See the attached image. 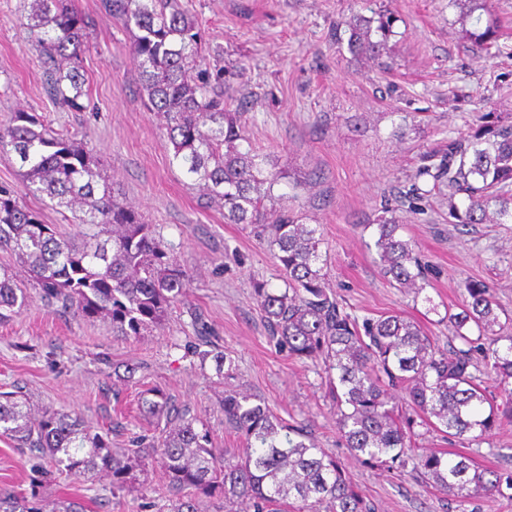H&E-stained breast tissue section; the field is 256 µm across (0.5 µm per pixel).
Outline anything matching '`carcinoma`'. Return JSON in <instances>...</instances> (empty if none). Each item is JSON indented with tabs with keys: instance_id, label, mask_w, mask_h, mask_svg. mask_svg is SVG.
<instances>
[{
	"instance_id": "cac0c4a2",
	"label": "carcinoma",
	"mask_w": 512,
	"mask_h": 512,
	"mask_svg": "<svg viewBox=\"0 0 512 512\" xmlns=\"http://www.w3.org/2000/svg\"><path fill=\"white\" fill-rule=\"evenodd\" d=\"M101 8L125 29L138 31L140 81L150 111L165 120L173 158L184 174L208 203L224 209L225 222L250 224L259 240L277 248L284 287L259 282L254 300L279 348L295 358L323 361L336 429L346 447L369 463L412 465L415 477L461 506L481 496H505L504 490H512V471L482 469L464 453L414 457L407 444V428L418 419L462 443L512 425V407L495 404L482 380L512 379V333L502 332L492 288L478 280L464 283L459 311L446 314L462 347L449 350L407 317L359 320L344 311L325 288L318 228L266 205L275 202L274 186L285 174L265 172L268 157L236 145L244 140L241 115L229 109L224 85L244 67L211 64L201 28L179 0H101ZM481 22L479 15L469 36L488 49L497 30L492 21ZM393 23L386 10L351 16L349 52L389 69L383 58ZM88 26L68 0H31L26 29L49 64L53 96L75 112L85 110L88 97L79 60ZM0 153L15 155L28 192L47 197L74 219V232L65 235L0 187V250L27 266L44 300L89 319H110L115 336L136 337L162 326L168 310L185 298L191 276L154 226L117 200L85 146L38 115L18 112L0 128ZM421 177L448 188V217L455 223L511 224L512 125H487L449 140L438 163L418 168L415 178ZM401 229L395 216L377 225L378 267L390 284L418 296L427 269ZM27 302L12 271L0 267V321ZM496 326L501 332H494ZM489 334L494 347L486 349L481 340ZM397 388L412 409L403 424L395 415ZM139 400L145 416L164 428L158 438H140L126 452L112 451L106 437L67 411L49 408L32 416L17 392L0 393V435L37 450L60 470L105 473L117 489L135 468L157 464L176 495L171 512H199L198 495L217 490L224 497L218 512H241L244 506L253 512H374L336 458L303 431L287 430L253 394L224 393V421L243 442L231 456L213 447L207 430L175 412L159 389L141 391ZM0 512L43 508L34 495L0 491Z\"/></svg>"
}]
</instances>
